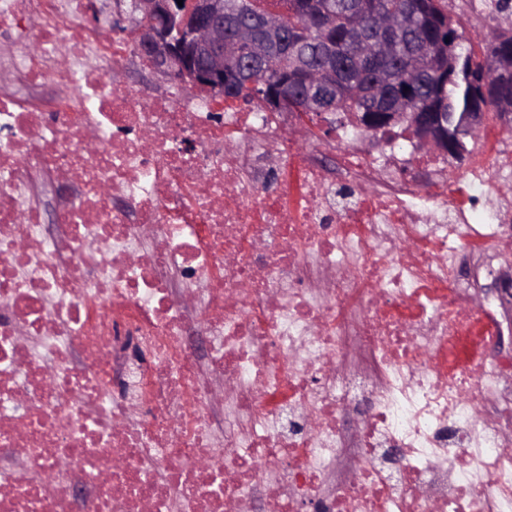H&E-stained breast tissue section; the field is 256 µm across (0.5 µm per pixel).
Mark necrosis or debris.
I'll use <instances>...</instances> for the list:
<instances>
[{"instance_id":"necrosis-or-debris-1","label":"necrosis or debris","mask_w":512,"mask_h":512,"mask_svg":"<svg viewBox=\"0 0 512 512\" xmlns=\"http://www.w3.org/2000/svg\"><path fill=\"white\" fill-rule=\"evenodd\" d=\"M81 7L0 0L35 25L0 70L81 88L0 92V512H512V354L459 263L493 277L512 216L499 131L461 179L356 149L335 187L281 113L103 82L133 46Z\"/></svg>"}]
</instances>
